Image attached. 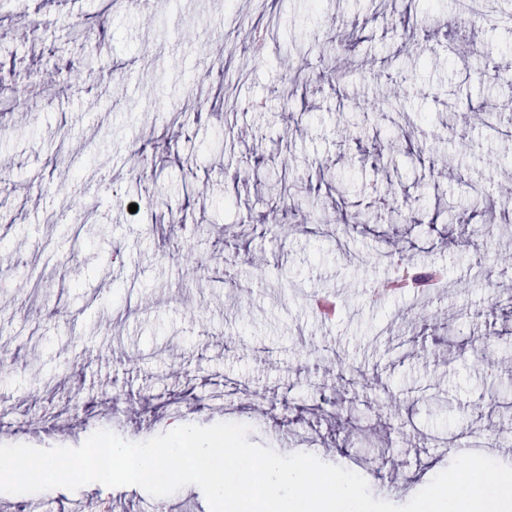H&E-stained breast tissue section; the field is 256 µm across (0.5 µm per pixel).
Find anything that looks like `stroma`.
<instances>
[{
	"instance_id": "35a3bbf8",
	"label": "stroma",
	"mask_w": 512,
	"mask_h": 512,
	"mask_svg": "<svg viewBox=\"0 0 512 512\" xmlns=\"http://www.w3.org/2000/svg\"><path fill=\"white\" fill-rule=\"evenodd\" d=\"M437 13L457 41L429 25ZM266 23L257 63L239 39ZM510 66L506 0L475 23L456 0H0V444L76 447L102 429L143 442L175 418H245L250 442L316 455L403 505L452 463L447 433L512 439V91L485 77ZM392 95L416 124L373 109ZM284 173L313 186L322 222L368 224L337 239L273 230ZM381 197L413 222L391 223ZM392 244L446 280L371 304L396 272ZM324 296L336 322L314 310ZM492 333L489 374L470 341ZM382 448L399 468L364 467ZM107 493L123 512H209L194 485L95 483L0 493V512H96Z\"/></svg>"
}]
</instances>
